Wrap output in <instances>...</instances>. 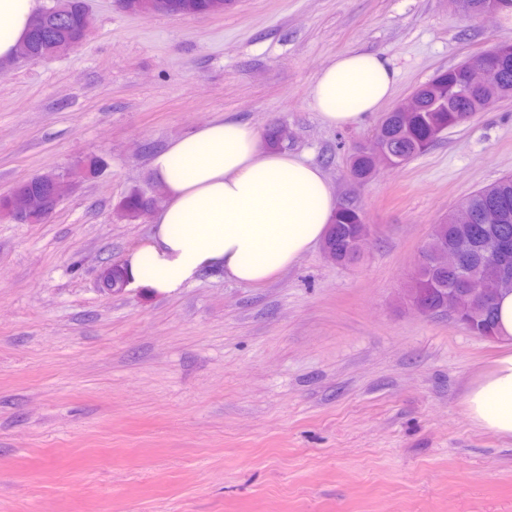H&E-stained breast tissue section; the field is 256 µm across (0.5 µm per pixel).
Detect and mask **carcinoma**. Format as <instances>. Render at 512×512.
<instances>
[{
	"mask_svg": "<svg viewBox=\"0 0 512 512\" xmlns=\"http://www.w3.org/2000/svg\"><path fill=\"white\" fill-rule=\"evenodd\" d=\"M174 11L182 15H202L212 0H168ZM83 0H67L66 14L39 29L31 26L28 42L38 56L53 53L57 42L72 38L81 32ZM512 97V59L503 65V78L498 87L481 94H474L466 87L463 70L459 66L443 70L419 87L417 100L411 112H389L376 129L374 137L384 140L396 156L407 162L424 153L437 141L435 128L450 129L466 122L474 113L481 112L494 103ZM372 148L357 151L350 160L351 176L365 181L372 176ZM147 193L140 188L131 189L118 203L122 216L138 218L148 212ZM462 206L476 216L473 224H455L448 218L434 225L423 252V262L418 267L408 288L423 295V300L435 306L443 293L454 287L463 277L476 274L484 279L489 293L477 314L469 323L472 334L494 335L496 317L495 299L500 292L502 278L498 263L490 250L489 242L496 236L512 240V175H505L483 186L467 197ZM367 232L359 210L343 205L337 211L323 249L331 260L347 264L352 260L351 249L356 237ZM467 247L462 266L442 269L436 263L437 254L450 246ZM102 285L118 292L124 286L121 266L112 265L102 275Z\"/></svg>",
	"mask_w": 512,
	"mask_h": 512,
	"instance_id": "1",
	"label": "carcinoma"
}]
</instances>
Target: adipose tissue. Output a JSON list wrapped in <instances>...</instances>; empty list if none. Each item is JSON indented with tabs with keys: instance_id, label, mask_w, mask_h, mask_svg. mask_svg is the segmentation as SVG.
Here are the masks:
<instances>
[{
	"instance_id": "obj_1",
	"label": "adipose tissue",
	"mask_w": 512,
	"mask_h": 512,
	"mask_svg": "<svg viewBox=\"0 0 512 512\" xmlns=\"http://www.w3.org/2000/svg\"><path fill=\"white\" fill-rule=\"evenodd\" d=\"M43 0H0V63L25 41ZM397 74L379 54L351 50L316 76L310 105L329 127L355 126L394 93ZM165 195L153 232L123 260L127 285L165 294L220 269L261 284L323 243L338 208L316 165L270 147L247 123L219 118L172 141L151 159ZM500 352L464 398L479 429L512 439V291L496 302Z\"/></svg>"
}]
</instances>
